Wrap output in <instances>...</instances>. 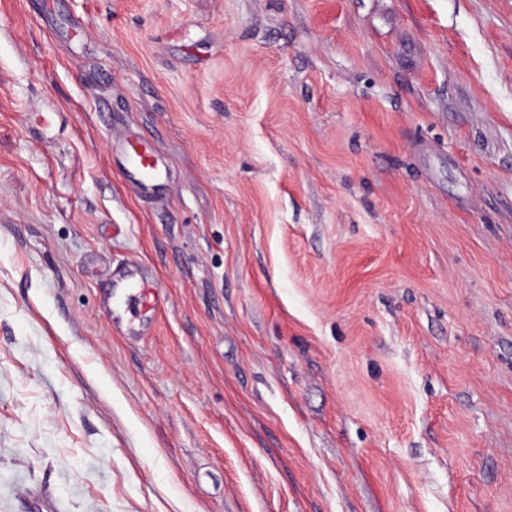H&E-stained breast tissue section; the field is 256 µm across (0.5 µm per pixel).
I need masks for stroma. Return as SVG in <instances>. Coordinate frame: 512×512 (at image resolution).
Masks as SVG:
<instances>
[{"label": "stroma", "mask_w": 512, "mask_h": 512, "mask_svg": "<svg viewBox=\"0 0 512 512\" xmlns=\"http://www.w3.org/2000/svg\"><path fill=\"white\" fill-rule=\"evenodd\" d=\"M0 512H512V0H0ZM125 154L131 168L137 176L136 185L146 191L156 186L166 172L154 154L139 147L136 141H128L125 146ZM116 280L102 308L112 316V324L126 320L133 324L142 319L153 321L162 311L159 286L148 276H138L125 268L114 275Z\"/></svg>", "instance_id": "35a3bbf8"}]
</instances>
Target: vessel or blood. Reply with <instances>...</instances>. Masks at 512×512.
<instances>
[{
    "mask_svg": "<svg viewBox=\"0 0 512 512\" xmlns=\"http://www.w3.org/2000/svg\"><path fill=\"white\" fill-rule=\"evenodd\" d=\"M125 154L137 176L139 189H151L163 178L164 171L156 156L140 148L138 142H127ZM102 307L116 324L154 320L162 310L159 286L149 277L137 275L128 269L122 270L117 273L112 291L103 300Z\"/></svg>",
    "mask_w": 512,
    "mask_h": 512,
    "instance_id": "obj_1",
    "label": "vessel or blood"
}]
</instances>
